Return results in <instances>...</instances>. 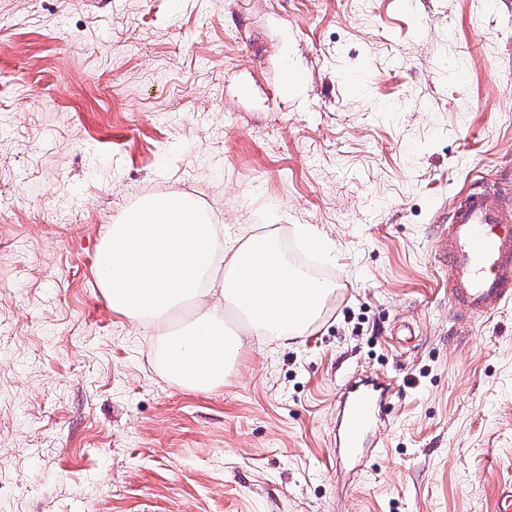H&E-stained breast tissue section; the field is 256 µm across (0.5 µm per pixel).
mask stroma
Returning a JSON list of instances; mask_svg holds the SVG:
<instances>
[{"label": "stroma", "instance_id": "obj_1", "mask_svg": "<svg viewBox=\"0 0 512 512\" xmlns=\"http://www.w3.org/2000/svg\"><path fill=\"white\" fill-rule=\"evenodd\" d=\"M479 182L512 189V0H0V512H492L512 302L453 336L437 251ZM174 195L331 250L324 319L216 390L97 286L111 225ZM348 370L396 384L352 486Z\"/></svg>", "mask_w": 512, "mask_h": 512}]
</instances>
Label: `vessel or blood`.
I'll list each match as a JSON object with an SVG mask.
<instances>
[{
  "instance_id": "1",
  "label": "vessel or blood",
  "mask_w": 512,
  "mask_h": 512,
  "mask_svg": "<svg viewBox=\"0 0 512 512\" xmlns=\"http://www.w3.org/2000/svg\"><path fill=\"white\" fill-rule=\"evenodd\" d=\"M438 251L456 310V332L468 331L472 319L512 301L511 202L481 185L463 192L438 234ZM393 389L387 377L345 376L337 399V467H356L373 453L374 434Z\"/></svg>"
}]
</instances>
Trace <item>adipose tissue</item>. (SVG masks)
I'll return each mask as SVG.
<instances>
[{
  "instance_id": "obj_1",
  "label": "adipose tissue",
  "mask_w": 512,
  "mask_h": 512,
  "mask_svg": "<svg viewBox=\"0 0 512 512\" xmlns=\"http://www.w3.org/2000/svg\"><path fill=\"white\" fill-rule=\"evenodd\" d=\"M96 273L113 311L137 323L165 325L171 311L193 303L195 328L164 333L156 357L175 385L199 390L223 385L246 337L302 339L336 293L335 282L295 266L277 236L225 241L222 225L180 196L147 201L113 225L97 247ZM228 308L246 317L242 334H225Z\"/></svg>"
}]
</instances>
